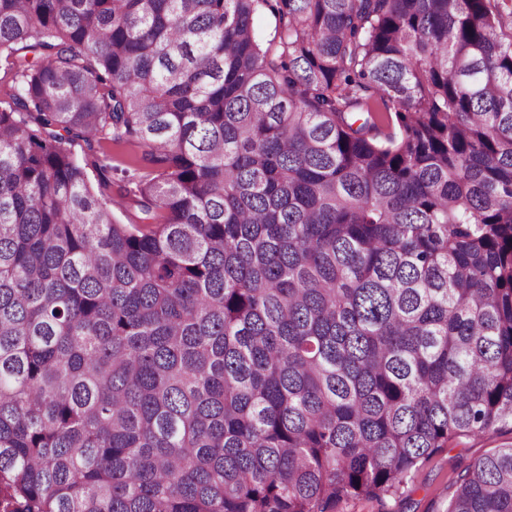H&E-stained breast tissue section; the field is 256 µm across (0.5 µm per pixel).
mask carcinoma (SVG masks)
<instances>
[{
  "instance_id": "obj_1",
  "label": "carcinoma",
  "mask_w": 512,
  "mask_h": 512,
  "mask_svg": "<svg viewBox=\"0 0 512 512\" xmlns=\"http://www.w3.org/2000/svg\"><path fill=\"white\" fill-rule=\"evenodd\" d=\"M506 12L0 0V512H391L512 426ZM102 139L156 166L136 224ZM453 485L512 512V444ZM75 156L86 165L90 180L96 190H104L112 197V212L114 217L122 224H135L138 222L139 212L128 190L134 186L132 182L139 180L143 175L151 173L153 166L145 160L146 148L137 144H112L111 141L102 140L97 146V155L104 159L101 164L107 165L105 178L107 189L99 187L97 171L94 169L93 156L82 141L71 145ZM512 443L510 427L498 433L463 438L448 443L423 462L404 489L403 495L389 502L395 512H446L453 492L451 482L473 459Z\"/></svg>"
}]
</instances>
